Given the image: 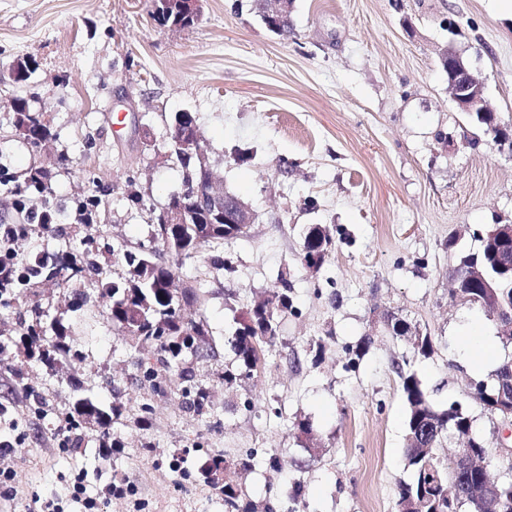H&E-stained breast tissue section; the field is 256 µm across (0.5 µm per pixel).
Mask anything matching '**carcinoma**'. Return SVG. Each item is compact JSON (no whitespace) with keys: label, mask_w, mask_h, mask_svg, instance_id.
I'll return each mask as SVG.
<instances>
[{"label":"carcinoma","mask_w":512,"mask_h":512,"mask_svg":"<svg viewBox=\"0 0 512 512\" xmlns=\"http://www.w3.org/2000/svg\"><path fill=\"white\" fill-rule=\"evenodd\" d=\"M154 20L162 26L190 28L197 18L178 10H164L155 7ZM17 112L13 113L15 126L24 130L23 137L31 149L38 150L42 144L53 137L44 113L33 109L29 101L15 98ZM176 158L183 168V188L172 196L167 206L178 207L190 203L186 222L183 224L158 223L159 216L153 217V241L155 247L138 253L123 250L118 260L133 269L132 277L124 281L112 282L104 295L110 301L112 322L122 335L132 339L152 340L156 344L154 358L142 359L137 363L135 380L137 386L153 395L165 394L173 386L180 387L184 398L185 411L196 415L210 414V406L204 390L196 385L191 371L180 367L184 356L191 353L204 356L207 350L208 325L202 316L187 318L181 312V300L190 294L176 295L174 288V270L172 265L158 260L160 253L167 251L176 255H189L202 248H208L210 255L207 263L217 269L228 272L233 270L223 256L217 254L224 241L238 237L237 230L230 224L217 220L206 205L191 198L195 191H204L208 174L200 170L194 161L181 154ZM53 172L45 166L31 165L20 175L0 167V191L10 199L16 228L23 224H44L51 226L65 217L71 224H92L103 205L102 195L91 193L73 198L62 205L56 200L52 189ZM495 227L485 230L478 239L479 245L472 251L455 249L456 240L448 239V257L452 261L450 274L463 277V263L478 262L488 282L496 287L488 289L480 283L469 285L472 300L470 304L480 306L483 297L493 292L505 311L512 313V276L501 274L497 268L496 256L502 244L492 235ZM93 241L83 242L82 249L74 252L70 247L57 252L53 259L30 265L26 257L19 253L16 272L7 281H0V306L7 308L12 301L37 294L39 284L44 281L62 278L91 276L98 278L103 269L91 260L90 249ZM332 249V237L319 224L307 228L303 241V257H315L324 263ZM281 288L271 298L256 303L239 319L237 327L228 339L240 364V372L224 373V380L233 382L249 379L253 376L265 358L266 348L272 346L278 336L281 315L290 307L291 285L288 279L281 278ZM30 342L35 347L45 348V352L68 353L71 348L58 340L66 335L57 323L45 325L40 307L31 309V318L24 321ZM391 336L404 340L408 345V355L402 362L396 363V372L401 381L402 397L407 408L406 436L407 446L404 457L410 477L400 483L396 506L411 512H481L482 486L472 478L458 485V498L448 499V485L452 482L448 466L434 458L433 449L415 446L413 432L430 429L435 439V447H440L448 435L463 440L462 452L490 454L489 437L478 432L474 417L469 410L457 402L446 409L435 406L428 389L411 369V363L420 358H430L435 353V342L429 334L421 333L402 318H393L388 324ZM512 376V356L505 357L491 374L482 396L481 408L489 415H495L493 405L501 398L512 399V387L502 389L500 379L504 374ZM97 415L99 423H104V413L95 408L90 400L76 396L75 414L68 416L74 425L82 426L81 416ZM216 466L204 482L218 486L224 485V512H278L277 500L268 498L262 502L246 501L243 491L230 481L224 480V459L214 458ZM264 463L271 471H276L275 460L267 456V451L257 448L239 459V467L244 470L255 468ZM500 487V512H512V468L503 473L497 482Z\"/></svg>","instance_id":"1"}]
</instances>
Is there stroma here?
<instances>
[{
  "mask_svg": "<svg viewBox=\"0 0 512 512\" xmlns=\"http://www.w3.org/2000/svg\"><path fill=\"white\" fill-rule=\"evenodd\" d=\"M152 0H0V164L24 172L68 160L58 198L100 188L93 238L116 276L114 253L150 246L151 214L182 184L167 138L171 117H195L211 167L256 215L247 234L225 241L235 271L211 269L203 254L168 256L177 291H191L188 315H203L210 352L184 365L212 408L184 410L179 389L140 393L135 363L150 342L127 340L95 284L47 281L49 319L69 330V353L43 357L26 345L20 308L0 307V440H12L0 467L17 494L0 512H37L35 496L62 492L72 470L89 492L122 474L142 490L146 512H224V496L198 482L177 487L137 462L203 445L199 466L223 455L227 476L254 501L269 483L303 495L281 512H395L405 465L406 406L395 361L408 351L378 317L396 313L432 336L436 353L414 369L436 406L467 400L466 380L489 378L461 352L463 324L494 329L477 307L450 302L448 238L476 248L474 231L512 224V157L479 135L448 94L440 53L454 46L482 74L501 122L512 123V15L498 0H294L290 37L266 29L251 0H202L194 26H160ZM34 72L9 74L20 59ZM30 99L54 133L33 152L14 136L10 99ZM141 204H133V197ZM329 229L333 246L317 269L301 261L303 232ZM292 283L266 361L250 379L225 383L236 358L228 339L239 315ZM372 345L359 364L347 349ZM321 351H312V343ZM108 418H85L71 456L55 451L54 430L74 408L75 386ZM309 421V436L296 424ZM23 441H15L16 433ZM119 440L103 457V438ZM264 448L278 470L241 471L239 454Z\"/></svg>",
  "mask_w": 512,
  "mask_h": 512,
  "instance_id": "obj_1",
  "label": "stroma"
}]
</instances>
